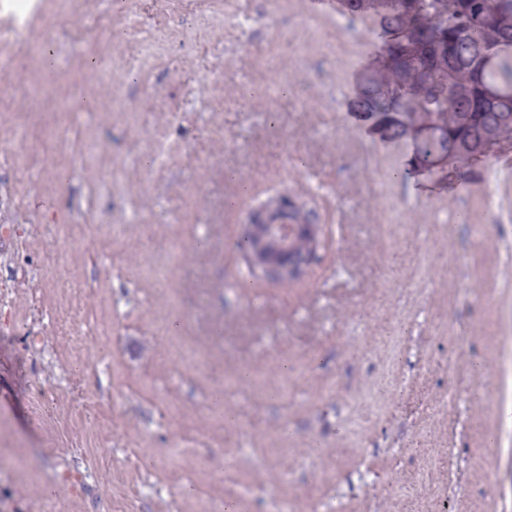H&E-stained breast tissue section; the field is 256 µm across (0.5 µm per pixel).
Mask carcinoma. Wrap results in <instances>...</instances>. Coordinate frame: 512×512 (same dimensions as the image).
<instances>
[{
    "label": "carcinoma",
    "mask_w": 512,
    "mask_h": 512,
    "mask_svg": "<svg viewBox=\"0 0 512 512\" xmlns=\"http://www.w3.org/2000/svg\"><path fill=\"white\" fill-rule=\"evenodd\" d=\"M370 17L382 53L360 78L351 107L389 140L414 131L413 156L450 164L485 154L481 137L512 115V0H339Z\"/></svg>",
    "instance_id": "obj_1"
}]
</instances>
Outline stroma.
<instances>
[{
  "label": "stroma",
  "instance_id": "35a3bbf8",
  "mask_svg": "<svg viewBox=\"0 0 512 512\" xmlns=\"http://www.w3.org/2000/svg\"><path fill=\"white\" fill-rule=\"evenodd\" d=\"M111 14L72 33L70 146L23 171L0 154V512H512V134L413 193L410 139L348 110L370 20ZM114 40L83 111L72 88ZM288 187L317 198L321 259L244 282L237 226Z\"/></svg>",
  "mask_w": 512,
  "mask_h": 512
}]
</instances>
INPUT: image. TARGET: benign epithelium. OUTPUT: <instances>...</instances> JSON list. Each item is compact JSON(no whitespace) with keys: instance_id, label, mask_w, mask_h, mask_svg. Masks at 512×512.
I'll return each instance as SVG.
<instances>
[{"instance_id":"obj_1","label":"benign epithelium","mask_w":512,"mask_h":512,"mask_svg":"<svg viewBox=\"0 0 512 512\" xmlns=\"http://www.w3.org/2000/svg\"><path fill=\"white\" fill-rule=\"evenodd\" d=\"M495 133L482 139V146L491 148L505 132H512V120L497 118ZM297 204L286 193L267 199L253 209L239 225V235L248 243L243 253L249 275L274 284H286L305 277L316 262L324 243L321 224H283L281 214Z\"/></svg>"}]
</instances>
